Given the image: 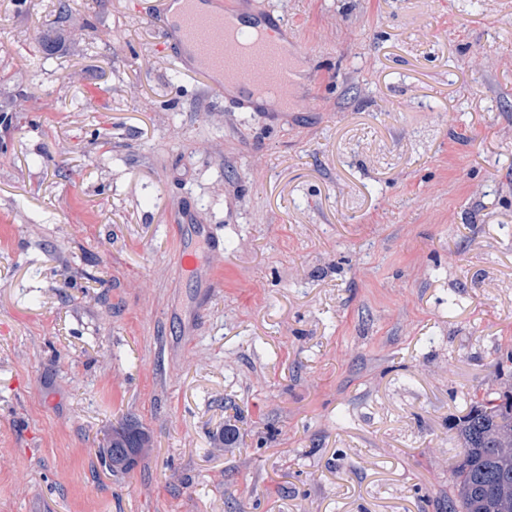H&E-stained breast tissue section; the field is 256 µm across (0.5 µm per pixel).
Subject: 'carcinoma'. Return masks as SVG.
<instances>
[{"mask_svg":"<svg viewBox=\"0 0 512 512\" xmlns=\"http://www.w3.org/2000/svg\"><path fill=\"white\" fill-rule=\"evenodd\" d=\"M462 457L448 484L446 512H512V391L488 393L454 420ZM145 439L127 424L112 430L109 466L128 470L136 464Z\"/></svg>","mask_w":512,"mask_h":512,"instance_id":"1","label":"carcinoma"}]
</instances>
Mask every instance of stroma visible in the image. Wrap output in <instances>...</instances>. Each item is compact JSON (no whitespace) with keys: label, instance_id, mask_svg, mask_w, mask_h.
Instances as JSON below:
<instances>
[{"label":"stroma","instance_id":"obj_1","mask_svg":"<svg viewBox=\"0 0 512 512\" xmlns=\"http://www.w3.org/2000/svg\"><path fill=\"white\" fill-rule=\"evenodd\" d=\"M59 2L0 0V512H445L512 387V0H264L282 120ZM107 457L112 470H128L136 464L138 456L145 448V439L131 424L112 429Z\"/></svg>","mask_w":512,"mask_h":512}]
</instances>
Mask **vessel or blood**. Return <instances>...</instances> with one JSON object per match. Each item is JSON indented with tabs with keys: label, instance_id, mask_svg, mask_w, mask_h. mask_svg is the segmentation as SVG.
<instances>
[{
	"label": "vessel or blood",
	"instance_id": "obj_1",
	"mask_svg": "<svg viewBox=\"0 0 512 512\" xmlns=\"http://www.w3.org/2000/svg\"><path fill=\"white\" fill-rule=\"evenodd\" d=\"M160 13L177 62L203 90L263 112L265 89L275 86L283 107L298 106L307 51L273 12L246 13L241 0H160Z\"/></svg>",
	"mask_w": 512,
	"mask_h": 512
}]
</instances>
